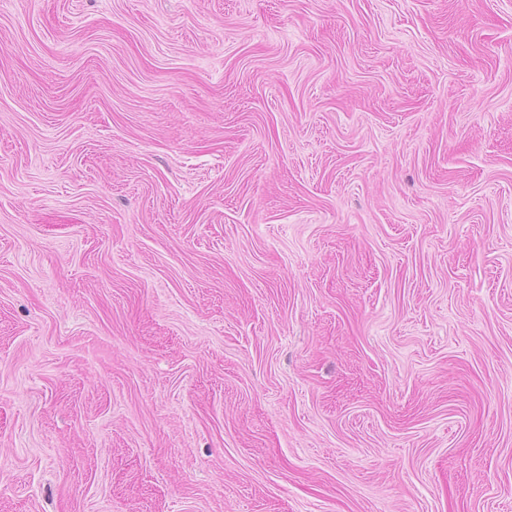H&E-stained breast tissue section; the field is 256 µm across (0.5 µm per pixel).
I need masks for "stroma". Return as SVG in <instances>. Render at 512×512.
Masks as SVG:
<instances>
[{"label":"stroma","instance_id":"stroma-1","mask_svg":"<svg viewBox=\"0 0 512 512\" xmlns=\"http://www.w3.org/2000/svg\"><path fill=\"white\" fill-rule=\"evenodd\" d=\"M0 512H512V0H0Z\"/></svg>","mask_w":512,"mask_h":512}]
</instances>
